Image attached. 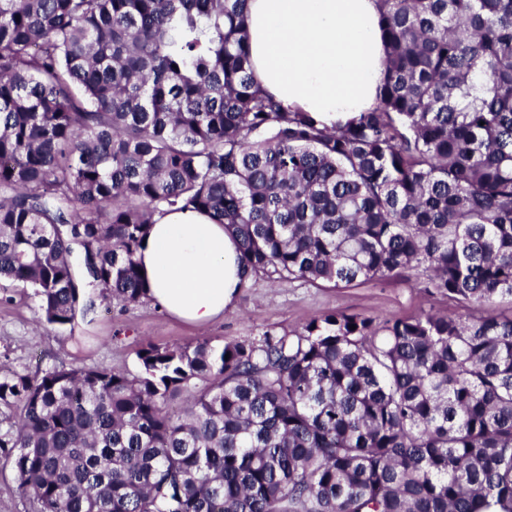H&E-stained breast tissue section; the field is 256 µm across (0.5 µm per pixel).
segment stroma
<instances>
[{
  "instance_id": "stroma-1",
  "label": "stroma",
  "mask_w": 512,
  "mask_h": 512,
  "mask_svg": "<svg viewBox=\"0 0 512 512\" xmlns=\"http://www.w3.org/2000/svg\"><path fill=\"white\" fill-rule=\"evenodd\" d=\"M453 308V303L429 296L404 277L338 287L258 279L241 289L234 308L205 329L170 318L147 301L123 307L102 300L94 314L61 328L40 322L31 289L2 280L0 367L32 371L63 362L134 373L139 369L138 351L149 344L168 348L205 340L220 348L228 342L257 340L268 332L296 331L330 312L356 313L383 322Z\"/></svg>"
}]
</instances>
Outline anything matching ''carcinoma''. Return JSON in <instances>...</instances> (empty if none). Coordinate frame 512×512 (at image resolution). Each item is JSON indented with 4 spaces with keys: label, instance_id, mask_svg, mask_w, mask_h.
Listing matches in <instances>:
<instances>
[{
    "label": "carcinoma",
    "instance_id": "carcinoma-1",
    "mask_svg": "<svg viewBox=\"0 0 512 512\" xmlns=\"http://www.w3.org/2000/svg\"><path fill=\"white\" fill-rule=\"evenodd\" d=\"M247 2L0 0V281L139 303L175 208L251 277L456 311L0 369V459L33 512H512V315L474 313L512 301V0H378V105L331 127L256 82Z\"/></svg>",
    "mask_w": 512,
    "mask_h": 512
}]
</instances>
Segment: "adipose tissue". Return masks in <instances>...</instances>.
<instances>
[{"label": "adipose tissue", "mask_w": 512, "mask_h": 512, "mask_svg": "<svg viewBox=\"0 0 512 512\" xmlns=\"http://www.w3.org/2000/svg\"><path fill=\"white\" fill-rule=\"evenodd\" d=\"M247 30L254 76L284 105L328 123L376 105L385 78L376 0H248ZM138 261L150 302L196 326L223 317L246 277L237 239L199 211L155 216Z\"/></svg>", "instance_id": "obj_1"}]
</instances>
